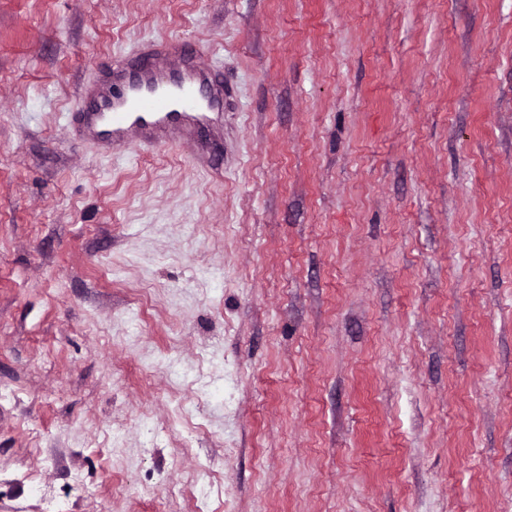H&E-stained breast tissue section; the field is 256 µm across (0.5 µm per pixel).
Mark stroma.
Returning a JSON list of instances; mask_svg holds the SVG:
<instances>
[{"label": "stroma", "mask_w": 512, "mask_h": 512, "mask_svg": "<svg viewBox=\"0 0 512 512\" xmlns=\"http://www.w3.org/2000/svg\"><path fill=\"white\" fill-rule=\"evenodd\" d=\"M153 38L223 173L73 140ZM0 512H512V0H0Z\"/></svg>", "instance_id": "35a3bbf8"}]
</instances>
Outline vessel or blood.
Segmentation results:
<instances>
[{
  "mask_svg": "<svg viewBox=\"0 0 512 512\" xmlns=\"http://www.w3.org/2000/svg\"><path fill=\"white\" fill-rule=\"evenodd\" d=\"M83 100L77 132L100 154L187 145L193 165L210 169L224 145V82L189 42L138 43L86 84Z\"/></svg>",
  "mask_w": 512,
  "mask_h": 512,
  "instance_id": "obj_1",
  "label": "vessel or blood"
}]
</instances>
